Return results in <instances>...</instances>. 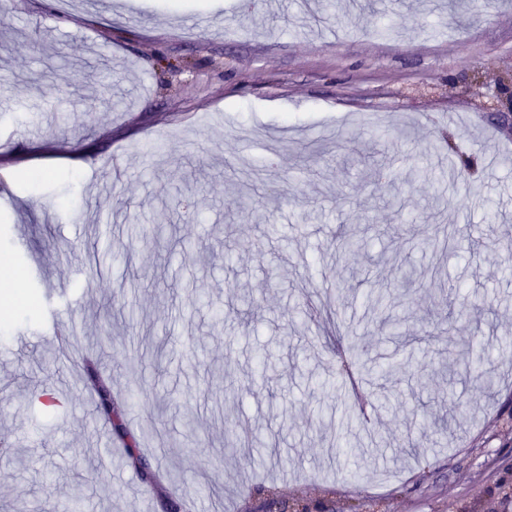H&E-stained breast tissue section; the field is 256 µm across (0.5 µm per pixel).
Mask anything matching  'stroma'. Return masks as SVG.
Returning a JSON list of instances; mask_svg holds the SVG:
<instances>
[{
  "label": "stroma",
  "instance_id": "stroma-1",
  "mask_svg": "<svg viewBox=\"0 0 512 512\" xmlns=\"http://www.w3.org/2000/svg\"><path fill=\"white\" fill-rule=\"evenodd\" d=\"M259 2L0 13V261L28 300L0 322V512H512V161L483 162L512 158L492 107L512 0H464L459 16L382 0L317 24ZM442 132L478 172L449 175ZM367 157L397 173L391 188ZM240 163L257 173L253 212L228 179ZM152 232L160 250H141ZM342 232L360 248L340 249ZM394 252L418 278L396 337L367 309L400 285L380 259ZM96 356L152 478L93 403ZM379 357L404 372L368 378ZM440 360L491 379L420 386ZM60 383L61 406L42 404ZM452 400L448 439H422L419 403ZM233 424L271 443L253 466ZM345 441L366 450L356 469Z\"/></svg>",
  "mask_w": 512,
  "mask_h": 512
}]
</instances>
